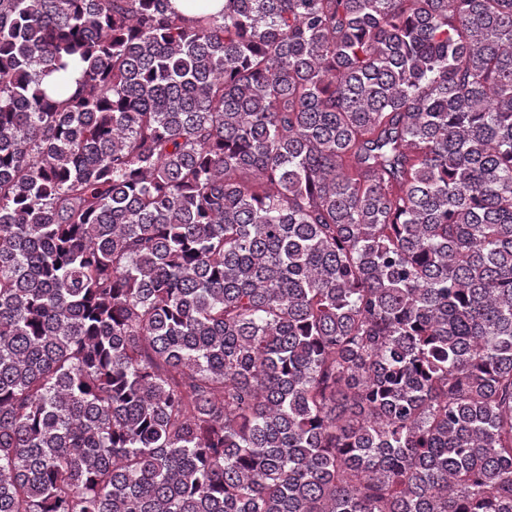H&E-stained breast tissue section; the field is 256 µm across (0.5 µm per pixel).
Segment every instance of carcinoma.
Masks as SVG:
<instances>
[{
  "instance_id": "cac0c4a2",
  "label": "carcinoma",
  "mask_w": 512,
  "mask_h": 512,
  "mask_svg": "<svg viewBox=\"0 0 512 512\" xmlns=\"http://www.w3.org/2000/svg\"><path fill=\"white\" fill-rule=\"evenodd\" d=\"M0 0V512H512V0Z\"/></svg>"
}]
</instances>
